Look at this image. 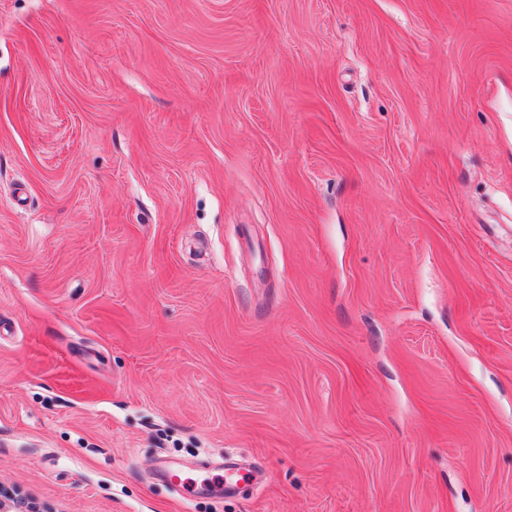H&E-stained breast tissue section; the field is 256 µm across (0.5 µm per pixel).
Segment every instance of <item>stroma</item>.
I'll list each match as a JSON object with an SVG mask.
<instances>
[{"label": "stroma", "instance_id": "obj_1", "mask_svg": "<svg viewBox=\"0 0 512 512\" xmlns=\"http://www.w3.org/2000/svg\"><path fill=\"white\" fill-rule=\"evenodd\" d=\"M0 485L512 512V0H0Z\"/></svg>", "mask_w": 512, "mask_h": 512}]
</instances>
